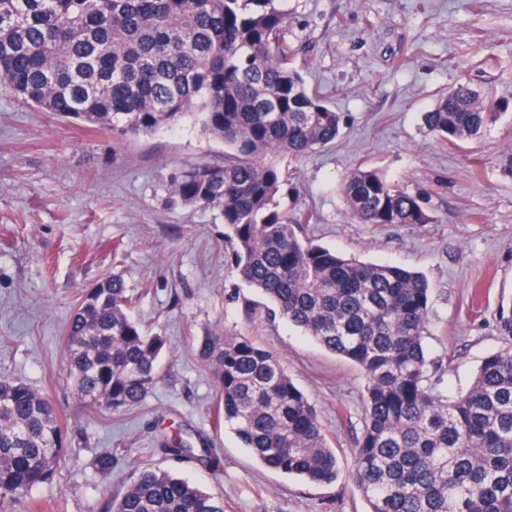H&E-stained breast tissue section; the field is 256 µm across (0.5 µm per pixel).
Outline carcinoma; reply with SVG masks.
Instances as JSON below:
<instances>
[{"instance_id": "cac0c4a2", "label": "carcinoma", "mask_w": 512, "mask_h": 512, "mask_svg": "<svg viewBox=\"0 0 512 512\" xmlns=\"http://www.w3.org/2000/svg\"><path fill=\"white\" fill-rule=\"evenodd\" d=\"M283 0H0V83L41 112L128 137L186 119L224 144V164L174 176L184 205L220 211L235 266L292 325L364 373L355 482L367 512H512V345L488 355L470 388L444 386L428 350L431 288L419 274L345 258L307 234L313 215L281 207L283 163L333 143L345 120L294 66ZM499 106L460 83L424 113L442 140L478 135ZM361 224H427L417 197L359 167L342 185ZM117 274L85 289L65 342L75 397L125 415L160 376L165 338L130 315ZM197 355L215 378L216 421L266 468L330 485L338 478L315 406L281 359L253 338L210 332ZM157 452L216 464L176 433ZM68 455L50 397L0 373V503L51 481ZM115 457L92 461L107 478ZM106 512H224V502L145 463Z\"/></svg>"}]
</instances>
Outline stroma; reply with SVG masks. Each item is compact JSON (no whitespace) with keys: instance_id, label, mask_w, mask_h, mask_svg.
Masks as SVG:
<instances>
[{"instance_id":"obj_1","label":"stroma","mask_w":512,"mask_h":512,"mask_svg":"<svg viewBox=\"0 0 512 512\" xmlns=\"http://www.w3.org/2000/svg\"><path fill=\"white\" fill-rule=\"evenodd\" d=\"M288 39L310 90L346 122L335 142L288 165L281 201L307 210L311 236L337 253L422 273L432 286L429 347L447 356L449 393L466 391L483 358L511 339L512 0H286ZM465 81L491 93L496 118L473 138L441 142L423 119ZM224 161L221 142L189 122L126 138L40 112L0 85V371L48 392L73 458L32 500L53 512H100L143 451L152 463L223 498L224 512H365L355 484L366 379L358 367L280 317L254 324L260 296L241 282L217 210L172 202L173 176ZM379 169L419 197L427 224H358L340 185ZM120 274L131 313L165 336L161 377L123 416L73 397L66 329L82 291ZM277 352L315 405L340 474L329 486L262 466L215 419L216 386L195 353L211 331ZM204 437L217 464L156 453L163 435ZM121 459L110 480L91 462Z\"/></svg>"}]
</instances>
